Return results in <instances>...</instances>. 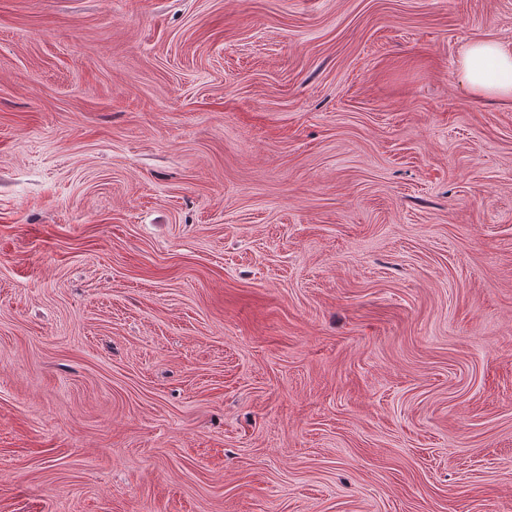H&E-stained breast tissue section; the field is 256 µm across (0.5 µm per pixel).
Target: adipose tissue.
Masks as SVG:
<instances>
[{
    "label": "adipose tissue",
    "mask_w": 512,
    "mask_h": 512,
    "mask_svg": "<svg viewBox=\"0 0 512 512\" xmlns=\"http://www.w3.org/2000/svg\"><path fill=\"white\" fill-rule=\"evenodd\" d=\"M456 74L475 100L512 101V43L468 44L456 62Z\"/></svg>",
    "instance_id": "adipose-tissue-1"
}]
</instances>
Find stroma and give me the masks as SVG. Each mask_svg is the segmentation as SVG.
<instances>
[{"label": "stroma", "mask_w": 512, "mask_h": 512, "mask_svg": "<svg viewBox=\"0 0 512 512\" xmlns=\"http://www.w3.org/2000/svg\"><path fill=\"white\" fill-rule=\"evenodd\" d=\"M512 0H0V512H512ZM455 69L473 99L512 101V43L472 42L463 49Z\"/></svg>", "instance_id": "obj_1"}]
</instances>
